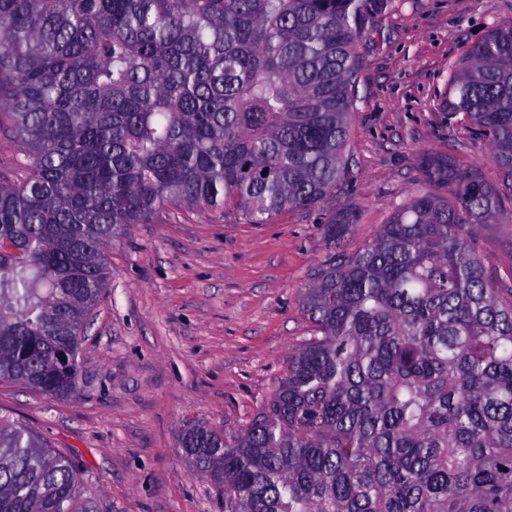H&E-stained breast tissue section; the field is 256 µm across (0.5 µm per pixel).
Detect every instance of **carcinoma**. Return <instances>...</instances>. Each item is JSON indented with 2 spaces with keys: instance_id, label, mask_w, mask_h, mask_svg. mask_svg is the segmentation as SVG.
Here are the masks:
<instances>
[{
  "instance_id": "cac0c4a2",
  "label": "carcinoma",
  "mask_w": 512,
  "mask_h": 512,
  "mask_svg": "<svg viewBox=\"0 0 512 512\" xmlns=\"http://www.w3.org/2000/svg\"><path fill=\"white\" fill-rule=\"evenodd\" d=\"M391 0H0V380L81 379L106 250L168 206L266 224L353 179L360 54ZM499 181L451 152L372 240L305 290L313 337L235 433L190 424L184 460L224 512H512V300L472 246L512 215V22L449 68L440 102ZM355 215L323 228L331 244ZM0 512H103L74 462L0 419ZM20 143L7 128H0V183H13L21 178L16 159Z\"/></svg>"
}]
</instances>
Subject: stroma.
<instances>
[{
  "label": "stroma",
  "instance_id": "35a3bbf8",
  "mask_svg": "<svg viewBox=\"0 0 512 512\" xmlns=\"http://www.w3.org/2000/svg\"><path fill=\"white\" fill-rule=\"evenodd\" d=\"M512 0H392L383 36L365 52L349 122L354 180L311 208L248 223L233 208L167 207L131 225L107 252L112 276L82 344V379L54 398L0 381V416L71 458L107 512H224V497L182 459L185 425L245 427L312 336L303 292L337 250L354 254L415 194L426 151L457 145L488 181L487 142L440 106L448 65L496 23ZM358 222L329 247L335 214ZM501 297L512 294V222L473 240Z\"/></svg>",
  "mask_w": 512,
  "mask_h": 512
}]
</instances>
